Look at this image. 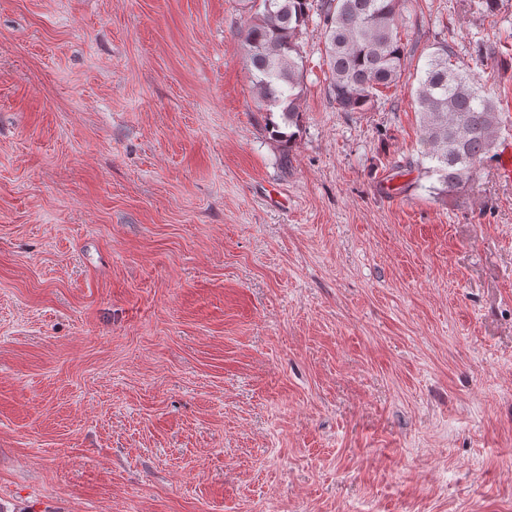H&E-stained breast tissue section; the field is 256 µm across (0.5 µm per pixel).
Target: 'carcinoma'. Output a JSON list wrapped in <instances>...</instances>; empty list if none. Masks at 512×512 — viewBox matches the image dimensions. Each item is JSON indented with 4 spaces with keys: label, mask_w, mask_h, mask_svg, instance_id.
I'll use <instances>...</instances> for the list:
<instances>
[{
    "label": "carcinoma",
    "mask_w": 512,
    "mask_h": 512,
    "mask_svg": "<svg viewBox=\"0 0 512 512\" xmlns=\"http://www.w3.org/2000/svg\"><path fill=\"white\" fill-rule=\"evenodd\" d=\"M250 21L239 51L250 68L258 110L271 138L291 142L301 126L306 60L299 36L317 15L325 38L329 88L340 112H368L403 77L406 46L399 24L408 0H243ZM441 44L417 79L420 165L439 193L468 185L495 155L500 112L491 93ZM279 114L281 122L272 119Z\"/></svg>",
    "instance_id": "obj_1"
}]
</instances>
